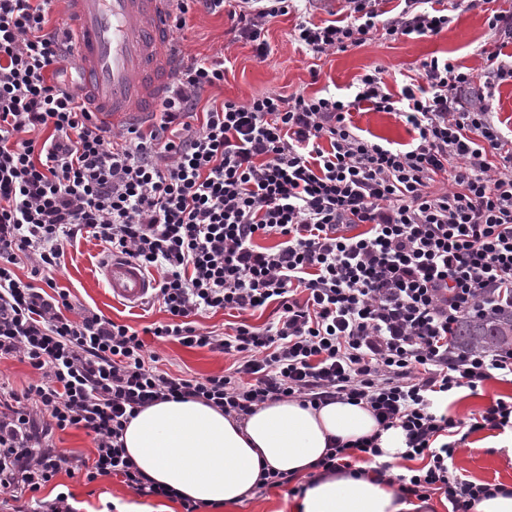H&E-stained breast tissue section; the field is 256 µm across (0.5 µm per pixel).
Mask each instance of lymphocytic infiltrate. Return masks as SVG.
Segmentation results:
<instances>
[{
	"mask_svg": "<svg viewBox=\"0 0 512 512\" xmlns=\"http://www.w3.org/2000/svg\"><path fill=\"white\" fill-rule=\"evenodd\" d=\"M178 0L227 12L234 39L260 40L269 19L295 0ZM346 20L298 24L314 54L346 51L376 32L386 38L442 31L448 12L490 0H347ZM53 0H0V357L39 373L20 392L0 385V489L29 493L26 512H75L68 494L39 498L59 473L87 482L122 477L137 494L199 505L146 476L128 456L129 420L154 403L199 400L244 416L269 400L319 409L340 401L369 410L377 433L330 439L321 474L380 455V434H405L411 474H392L402 501L438 491L453 512H471L501 492L462 478L461 433L512 430V397L455 419L435 406L458 389L512 378V346L463 351L450 340L465 316L512 306V143L488 107L512 79L501 58L512 11L486 19L496 43L481 74L450 59L422 64V83L393 97L380 71L364 74L353 99L266 93L227 100L193 124L202 93L223 83L219 60L188 58L148 127L120 134L97 125L89 101L63 81L71 37L49 27ZM56 81H48V74ZM369 104L409 126L410 143L361 135L350 116ZM44 130L45 140L32 131ZM499 156L492 165L491 156ZM451 187L431 191L436 176ZM85 232L111 256L157 271L168 322L157 340L233 356L221 375L161 370L139 332L92 313L69 318L70 294L49 274L63 244ZM275 239L272 247L261 239ZM31 264L28 279L15 272ZM305 300H298V293ZM277 303V321L200 331L210 310L246 313ZM92 435V462L45 451L53 431Z\"/></svg>",
	"mask_w": 512,
	"mask_h": 512,
	"instance_id": "f902f5d3",
	"label": "lymphocytic infiltrate"
}]
</instances>
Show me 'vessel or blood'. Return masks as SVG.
<instances>
[{
    "instance_id": "obj_1",
    "label": "vessel or blood",
    "mask_w": 512,
    "mask_h": 512,
    "mask_svg": "<svg viewBox=\"0 0 512 512\" xmlns=\"http://www.w3.org/2000/svg\"><path fill=\"white\" fill-rule=\"evenodd\" d=\"M175 0H67L72 57L84 74L82 93L99 122L116 125L153 112L183 57ZM101 273L113 298L136 303L152 283L135 263L107 262Z\"/></svg>"
}]
</instances>
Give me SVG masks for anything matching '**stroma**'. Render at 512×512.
Returning <instances> with one entry per match:
<instances>
[{
	"instance_id": "35a3bbf8",
	"label": "stroma",
	"mask_w": 512,
	"mask_h": 512,
	"mask_svg": "<svg viewBox=\"0 0 512 512\" xmlns=\"http://www.w3.org/2000/svg\"><path fill=\"white\" fill-rule=\"evenodd\" d=\"M348 13L346 0H299L290 13L265 25L262 37L268 50L261 57L253 42L231 39L224 13L191 9L185 28L178 32L184 56L224 60V81L203 93L198 112L227 100L245 103L264 93L347 96L362 75L375 69L381 70L389 91L397 94L404 84L418 78L422 62L434 56L451 58L466 70L481 73L485 51L493 46L487 14L479 7L452 12L448 27L433 36L375 37L344 52L317 56L294 37L295 27L303 19H342ZM352 123L391 142L407 143L412 138L407 126L390 112L356 111ZM106 257L104 244L91 237L80 235L65 245L61 265L52 278L57 287L69 290L75 313L94 311L138 330L166 321L161 304L133 305L112 299L100 272ZM145 343L148 351L158 356L159 368L172 374L220 375L233 363L232 356L186 348L175 341L159 342L150 335ZM496 395L512 396V381L490 380L474 391L458 390L448 398V414L470 417ZM502 439L495 430L471 434L455 454L456 467L466 479L512 487V453L502 448ZM61 492L71 495L77 512H108L113 502L135 503L139 512H184L180 502L138 495L117 477L89 484L81 475L62 473L42 488L40 495L51 500Z\"/></svg>"
}]
</instances>
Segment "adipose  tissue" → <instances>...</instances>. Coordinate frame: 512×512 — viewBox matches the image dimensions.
Returning a JSON list of instances; mask_svg holds the SVG:
<instances>
[{
  "label": "adipose tissue",
  "instance_id": "1",
  "mask_svg": "<svg viewBox=\"0 0 512 512\" xmlns=\"http://www.w3.org/2000/svg\"><path fill=\"white\" fill-rule=\"evenodd\" d=\"M376 431L383 461L398 462L405 450L401 430L379 431L371 412L357 405L334 401L314 410L269 401L239 422L200 401H162L130 420L123 442L144 474L200 504L234 507L258 489L268 469L310 475L295 512H411L376 474L312 473L329 438Z\"/></svg>",
  "mask_w": 512,
  "mask_h": 512
}]
</instances>
